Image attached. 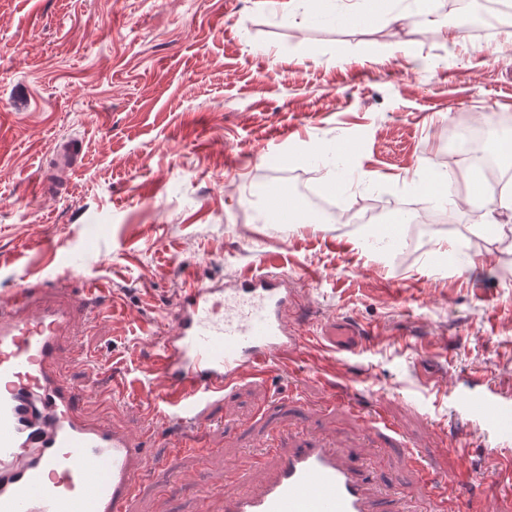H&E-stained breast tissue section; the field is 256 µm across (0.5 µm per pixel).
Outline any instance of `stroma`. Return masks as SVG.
Masks as SVG:
<instances>
[{"label":"stroma","mask_w":512,"mask_h":512,"mask_svg":"<svg viewBox=\"0 0 512 512\" xmlns=\"http://www.w3.org/2000/svg\"><path fill=\"white\" fill-rule=\"evenodd\" d=\"M281 2L0 0V293L48 276L76 300L105 285L104 317L63 359L89 391L84 416L135 434L184 282L287 273L289 319L313 344L225 392L199 446L158 424L132 512H223L261 484L284 434L375 449L372 488L409 490L403 512H429L413 454L443 490L469 470L465 512H512L488 477L494 439L454 431L469 376L512 392V248L475 224L472 181L443 212L411 183L447 168L459 112L492 131L512 116V42L498 24L459 33L446 13L387 27L372 0H296L292 20ZM348 7L358 22L337 25ZM59 141L76 168L47 195ZM306 175L335 181L342 210L382 209L399 238L378 251L369 226L281 224L252 197L258 179L293 193ZM441 212L448 229L430 231ZM346 319L374 330L353 353L324 336ZM369 415L388 429L364 430Z\"/></svg>","instance_id":"1"}]
</instances>
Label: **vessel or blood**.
Masks as SVG:
<instances>
[{
    "mask_svg": "<svg viewBox=\"0 0 512 512\" xmlns=\"http://www.w3.org/2000/svg\"><path fill=\"white\" fill-rule=\"evenodd\" d=\"M71 144L55 152L43 192L60 190L55 172L69 168ZM278 221L298 211L285 190L269 193ZM102 285L74 301L63 280L19 282L0 295V512H128L137 481L150 459L129 433L88 422L80 411L87 395L61 362L65 337L99 316ZM288 276L257 270L233 287L194 280L181 289L172 328L150 355L164 381L147 421L164 419L179 435L201 437L202 413L242 378L287 366L309 337L288 321L295 307ZM364 327L336 324V346L353 348ZM460 407L469 421L498 443L491 476L512 489V395L492 385L468 387ZM365 456L307 444L279 449L272 477L255 493H233L224 512H376Z\"/></svg>",
    "mask_w": 512,
    "mask_h": 512,
    "instance_id": "b4317fda",
    "label": "vessel or blood"
}]
</instances>
